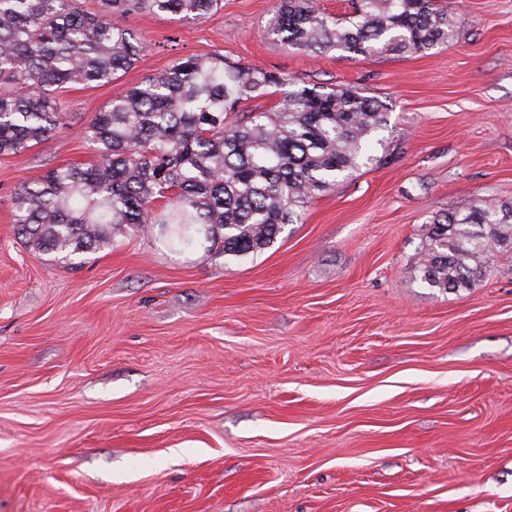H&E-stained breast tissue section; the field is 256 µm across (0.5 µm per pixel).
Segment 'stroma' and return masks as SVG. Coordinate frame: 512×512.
<instances>
[{"mask_svg": "<svg viewBox=\"0 0 512 512\" xmlns=\"http://www.w3.org/2000/svg\"><path fill=\"white\" fill-rule=\"evenodd\" d=\"M276 9L125 17L135 67L0 156V512H512V250L467 289L415 279L435 216L512 202V0H450L448 44L371 58L266 35ZM215 53L385 101L374 161L254 257L27 249L16 190L95 162L80 132L117 93Z\"/></svg>", "mask_w": 512, "mask_h": 512, "instance_id": "35a3bbf8", "label": "stroma"}]
</instances>
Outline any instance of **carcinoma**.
I'll return each instance as SVG.
<instances>
[{"mask_svg": "<svg viewBox=\"0 0 512 512\" xmlns=\"http://www.w3.org/2000/svg\"><path fill=\"white\" fill-rule=\"evenodd\" d=\"M220 0H0V156L52 137L59 96L71 84L110 85L142 46L122 24L131 14L203 20ZM449 0H352L341 17L316 0H278L267 33L311 55L426 54L448 43ZM279 93L277 105L238 112ZM388 105L340 85L300 86L221 55L190 56L114 96L83 130L97 160L55 168L13 197L16 233L65 266L110 249L128 231L172 252L196 245L211 258L271 247L287 224L339 179L373 160ZM161 200L160 210L153 204ZM512 244V206L479 201L436 218L418 247L417 278L443 291L471 287L493 247Z\"/></svg>", "mask_w": 512, "mask_h": 512, "instance_id": "carcinoma-1", "label": "carcinoma"}]
</instances>
